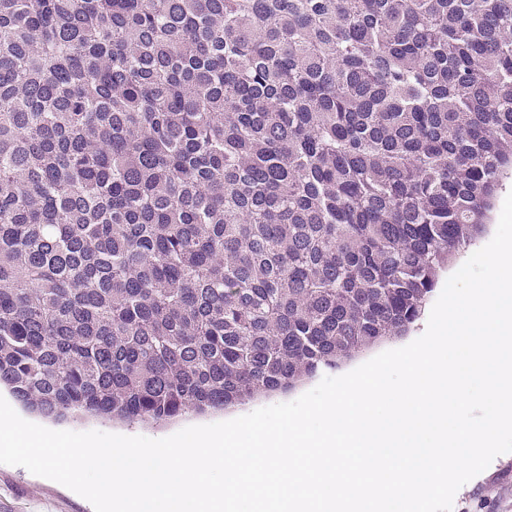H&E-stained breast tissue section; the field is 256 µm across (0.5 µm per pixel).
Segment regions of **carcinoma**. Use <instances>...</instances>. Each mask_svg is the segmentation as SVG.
Instances as JSON below:
<instances>
[{"label": "carcinoma", "mask_w": 512, "mask_h": 512, "mask_svg": "<svg viewBox=\"0 0 512 512\" xmlns=\"http://www.w3.org/2000/svg\"><path fill=\"white\" fill-rule=\"evenodd\" d=\"M512 174V0H0V387L158 426L421 318Z\"/></svg>", "instance_id": "carcinoma-1"}]
</instances>
